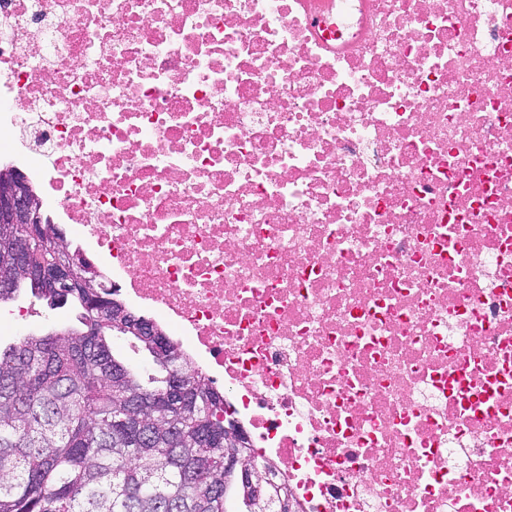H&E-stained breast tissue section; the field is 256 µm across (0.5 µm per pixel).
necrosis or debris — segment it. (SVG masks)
I'll use <instances>...</instances> for the list:
<instances>
[{"mask_svg": "<svg viewBox=\"0 0 512 512\" xmlns=\"http://www.w3.org/2000/svg\"><path fill=\"white\" fill-rule=\"evenodd\" d=\"M31 158L299 512H512V0H0Z\"/></svg>", "mask_w": 512, "mask_h": 512, "instance_id": "necrosis-or-debris-1", "label": "necrosis or debris"}]
</instances>
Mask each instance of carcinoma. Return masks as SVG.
I'll list each match as a JSON object with an SVG mask.
<instances>
[{"label":"carcinoma","instance_id":"cac0c4a2","mask_svg":"<svg viewBox=\"0 0 512 512\" xmlns=\"http://www.w3.org/2000/svg\"><path fill=\"white\" fill-rule=\"evenodd\" d=\"M63 255L62 245L42 231L27 264L38 268ZM13 274L0 288V303L22 291L50 309L67 303L81 325L94 319L99 333L70 328L0 344V512H280L289 497L271 487L255 503L248 488L224 473V395L208 379L184 373L190 390L171 393L170 372L155 363L147 373L116 357L103 325L112 300L101 288L60 289L25 276L9 252L0 270ZM151 423L154 443L140 444L136 425ZM206 432L211 448L195 447ZM208 452V479L187 478L188 467Z\"/></svg>","mask_w":512,"mask_h":512}]
</instances>
